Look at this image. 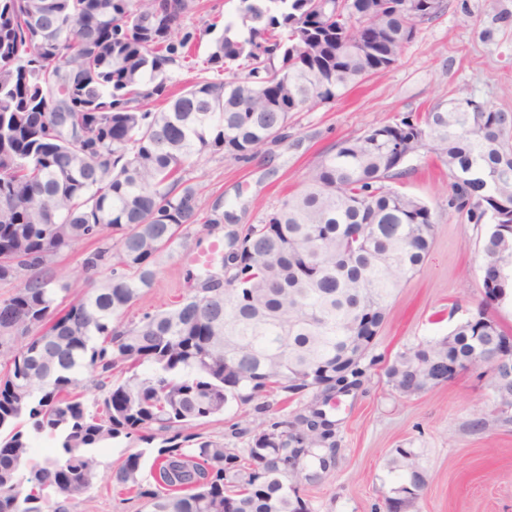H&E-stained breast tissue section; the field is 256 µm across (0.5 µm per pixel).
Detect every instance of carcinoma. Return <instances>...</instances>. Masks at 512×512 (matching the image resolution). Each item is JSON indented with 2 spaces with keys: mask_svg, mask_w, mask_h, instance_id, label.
<instances>
[{
  "mask_svg": "<svg viewBox=\"0 0 512 512\" xmlns=\"http://www.w3.org/2000/svg\"><path fill=\"white\" fill-rule=\"evenodd\" d=\"M392 2L239 0L226 17L203 0H0V284L12 288L0 299V512H70L104 479L147 512H310L292 484L336 466L327 406L382 360L336 366L356 316L368 308L382 327L433 244L431 208L392 186L406 175L402 151L434 155L451 178L448 207L490 225L482 287L512 301V268L500 265L512 261V112L442 101L339 141L300 189L228 232L224 287L129 315L163 253L198 225L235 223L223 198L191 183L201 160L248 163L288 142L293 114L394 67L447 9ZM486 5L479 37L492 41L512 30V10ZM184 70L194 78L182 84ZM82 242L92 249L79 291L56 259ZM492 320L396 353L387 383L417 370L420 352L468 361L472 336H512ZM306 371L318 375L312 399L257 424L246 448L167 437L233 400L263 414V393L289 392ZM146 430L162 438L149 474L167 484H143L140 454L101 473L112 440ZM388 466L406 507L427 484L417 455L397 448Z\"/></svg>",
  "mask_w": 512,
  "mask_h": 512,
  "instance_id": "cac0c4a2",
  "label": "carcinoma"
}]
</instances>
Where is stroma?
<instances>
[{
  "label": "stroma",
  "mask_w": 512,
  "mask_h": 512,
  "mask_svg": "<svg viewBox=\"0 0 512 512\" xmlns=\"http://www.w3.org/2000/svg\"><path fill=\"white\" fill-rule=\"evenodd\" d=\"M444 14L421 25L398 64L328 106L294 117L287 143L262 149L252 161L201 162L192 176L206 195L223 196L240 223L253 224L295 191L308 169L338 141L408 112H422L467 89L479 103L512 112V32L485 42L478 36L484 0H447ZM399 190L428 202L435 214L434 244L423 268L404 280L391 300L375 347L383 360L446 335L476 311L482 300L481 241L487 225L469 223L448 206L447 170L426 154L409 157ZM197 240L174 245L162 256L155 288L140 297L132 315L166 309L187 294L185 257ZM336 466L318 485L304 484L301 496L312 512H376L393 485L386 462L394 449L418 456L427 486L406 512H512V424L495 419L494 401L481 369L415 396L386 382L382 369L356 392L339 397ZM486 418L484 430L471 427ZM258 415L252 405L229 402L196 432L233 438L245 447ZM138 499L123 500L115 486L99 482L71 512H142Z\"/></svg>",
  "instance_id": "35a3bbf8"
}]
</instances>
